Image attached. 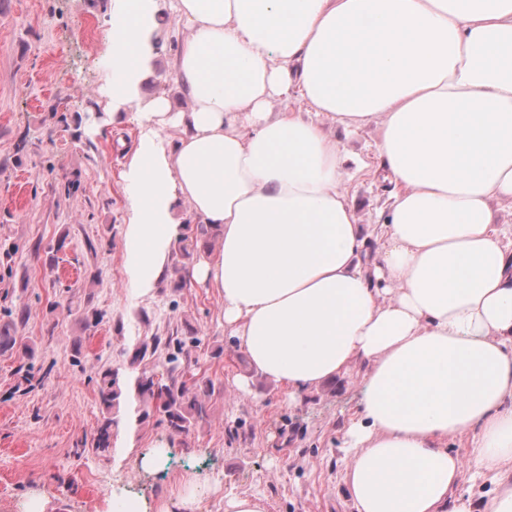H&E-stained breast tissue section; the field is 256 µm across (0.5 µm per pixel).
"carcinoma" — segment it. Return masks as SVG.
<instances>
[{
  "label": "carcinoma",
  "instance_id": "cac0c4a2",
  "mask_svg": "<svg viewBox=\"0 0 512 512\" xmlns=\"http://www.w3.org/2000/svg\"><path fill=\"white\" fill-rule=\"evenodd\" d=\"M217 239V234L208 224L197 226L194 238L184 244L182 250L188 258L198 248H208ZM15 323L0 326V350L12 349L19 343L15 336ZM164 345L169 351L166 374L158 376L154 371L142 369L134 379L133 386L121 380L118 371L107 368L99 375L98 386L101 404L106 416L97 431L95 450L106 452L112 448L114 430L119 423L121 403L134 390V397L139 401L141 416L147 418L155 412L166 423L172 434L187 437L200 423L206 420L207 402L214 394V383L210 380L197 381L187 377L180 356L183 353V340L178 336L166 339L156 337L153 347Z\"/></svg>",
  "mask_w": 512,
  "mask_h": 512
}]
</instances>
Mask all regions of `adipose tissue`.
Listing matches in <instances>:
<instances>
[{
  "label": "adipose tissue",
  "instance_id": "ef3b65f1",
  "mask_svg": "<svg viewBox=\"0 0 512 512\" xmlns=\"http://www.w3.org/2000/svg\"><path fill=\"white\" fill-rule=\"evenodd\" d=\"M179 108L142 101L163 14ZM108 116L132 112L125 271L153 291L180 204L219 237L193 278L296 401L368 368L348 435L355 512H512V0H110ZM306 111H276L290 92ZM377 124L397 190L377 232L326 122ZM173 129L175 140L164 133ZM471 434L462 460L450 438ZM496 485L460 489L464 466Z\"/></svg>",
  "mask_w": 512,
  "mask_h": 512
}]
</instances>
